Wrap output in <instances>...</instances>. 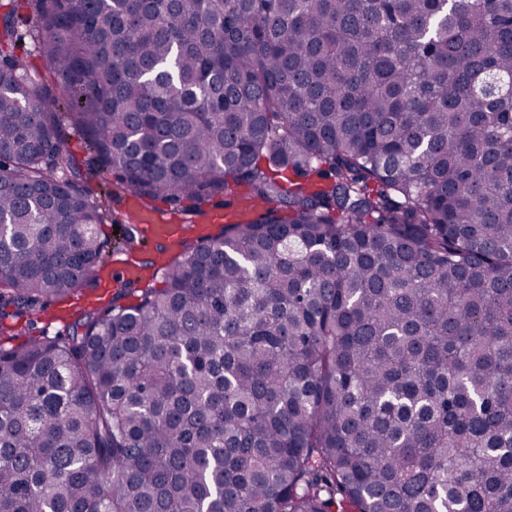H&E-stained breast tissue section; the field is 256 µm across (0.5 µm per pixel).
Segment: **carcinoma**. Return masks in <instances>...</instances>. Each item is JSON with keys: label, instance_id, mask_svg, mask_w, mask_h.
Listing matches in <instances>:
<instances>
[{"label": "carcinoma", "instance_id": "1", "mask_svg": "<svg viewBox=\"0 0 512 512\" xmlns=\"http://www.w3.org/2000/svg\"><path fill=\"white\" fill-rule=\"evenodd\" d=\"M24 6L0 325L97 280L105 172L262 214L0 341V512H512V0ZM15 26L20 34L23 35L21 50L27 64L30 67L31 78L39 83L59 84L60 78L52 73L45 71L38 60L35 15L30 10L21 9L15 18ZM117 289L114 288L113 284L106 285L99 275L97 288L80 290L63 303L52 304L43 311L31 312L28 318L32 320L33 325L29 327V331H22V335L16 336L17 333H20L18 330H20L21 326L24 327L25 319L22 321V325L18 327L7 321L3 326V333L0 336L3 341L12 339L13 343H16L25 340L28 336H40L42 334L56 336L58 334H65L67 325L72 320V317L63 322L58 321L56 319V310L59 306L71 304L73 310L78 307L80 309L91 308L94 305H100L111 300Z\"/></svg>", "mask_w": 512, "mask_h": 512}]
</instances>
